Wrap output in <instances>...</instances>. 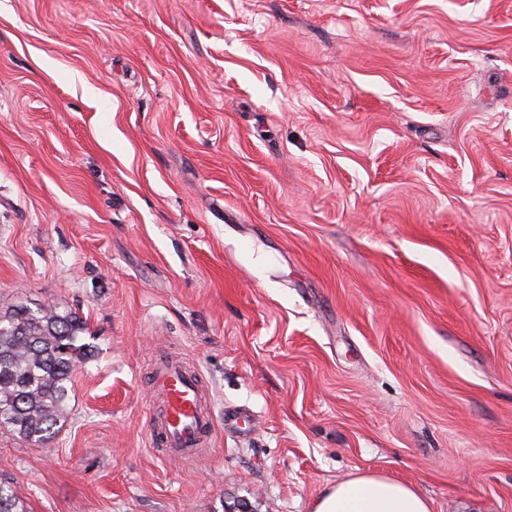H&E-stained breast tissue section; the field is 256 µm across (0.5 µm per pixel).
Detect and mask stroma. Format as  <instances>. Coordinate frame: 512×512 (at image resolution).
I'll return each mask as SVG.
<instances>
[{"mask_svg":"<svg viewBox=\"0 0 512 512\" xmlns=\"http://www.w3.org/2000/svg\"><path fill=\"white\" fill-rule=\"evenodd\" d=\"M86 323L29 512H512V0H0V304ZM216 429L151 440V368ZM203 387L198 374L177 356L156 359L152 380L157 403L153 440L166 456L190 463L208 449L215 418L207 406ZM253 422L250 413L244 408H232L224 411V429L247 435L251 432ZM314 512H431L410 485L378 474L336 482L316 500Z\"/></svg>","mask_w":512,"mask_h":512,"instance_id":"stroma-1","label":"stroma"}]
</instances>
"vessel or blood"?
<instances>
[{
	"label": "vessel or blood",
	"mask_w": 512,
	"mask_h": 512,
	"mask_svg": "<svg viewBox=\"0 0 512 512\" xmlns=\"http://www.w3.org/2000/svg\"><path fill=\"white\" fill-rule=\"evenodd\" d=\"M152 388L157 403L152 424L154 440L166 456L193 462L207 450L215 428L198 374L182 359L165 355L154 363ZM224 427L249 434L253 427L249 411L239 407L225 410Z\"/></svg>",
	"instance_id": "1"
}]
</instances>
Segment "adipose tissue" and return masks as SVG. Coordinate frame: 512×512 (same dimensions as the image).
I'll use <instances>...</instances> for the list:
<instances>
[{
    "instance_id": "obj_1",
    "label": "adipose tissue",
    "mask_w": 512,
    "mask_h": 512,
    "mask_svg": "<svg viewBox=\"0 0 512 512\" xmlns=\"http://www.w3.org/2000/svg\"><path fill=\"white\" fill-rule=\"evenodd\" d=\"M314 512H430V506L406 483L378 474H361L325 490L316 500Z\"/></svg>"
}]
</instances>
